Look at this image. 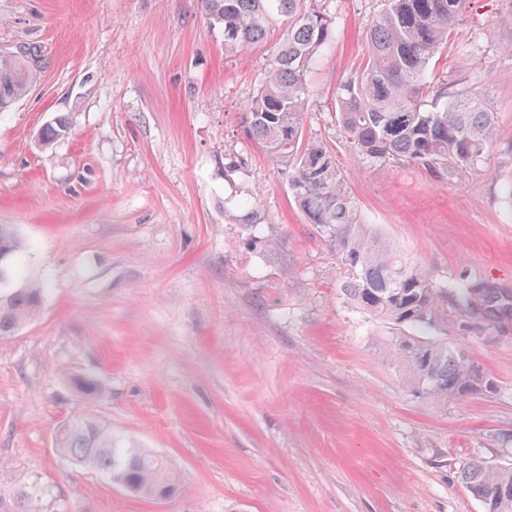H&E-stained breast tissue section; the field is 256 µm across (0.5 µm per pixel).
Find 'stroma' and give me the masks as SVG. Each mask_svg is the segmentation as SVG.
Instances as JSON below:
<instances>
[{"label": "stroma", "instance_id": "35a3bbf8", "mask_svg": "<svg viewBox=\"0 0 512 512\" xmlns=\"http://www.w3.org/2000/svg\"><path fill=\"white\" fill-rule=\"evenodd\" d=\"M383 7L329 0L304 134L363 223L437 281L512 289V0H470L436 71L496 114L483 160L447 174L356 159L330 119ZM279 37L225 52L200 0H0V52L47 57L0 114V224L50 283L41 318L0 341V489L38 482L43 512H483L460 470L512 466V317L468 334L448 321L494 392L416 393L395 330L342 295L325 232L247 139ZM59 116L68 132L42 148ZM244 199L260 224L243 222ZM74 375L104 392L80 398ZM80 413L165 457L178 495L135 499L58 457L53 432Z\"/></svg>", "mask_w": 512, "mask_h": 512}]
</instances>
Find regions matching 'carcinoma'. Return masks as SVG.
Returning <instances> with one entry per match:
<instances>
[{"instance_id": "carcinoma-1", "label": "carcinoma", "mask_w": 512, "mask_h": 512, "mask_svg": "<svg viewBox=\"0 0 512 512\" xmlns=\"http://www.w3.org/2000/svg\"><path fill=\"white\" fill-rule=\"evenodd\" d=\"M466 0H386L372 20L362 67L336 87L334 122L352 153L384 165L418 164L446 171L478 163L493 142L494 113L477 95L434 78L435 62L457 35ZM326 0H201L208 19L224 29V50L238 53L264 41L276 19L286 32L246 109V133L288 179L309 220L326 232L348 271L341 290L365 314L417 334L396 338L392 355L416 388L446 402L494 390L493 381L462 350L435 332L448 329V305L477 330L512 315V291L482 277H467L451 292L406 259L381 233L360 221L335 158L304 138L310 69L333 37ZM41 47L0 54V112L30 88L43 67ZM67 129L58 118L40 133L52 145ZM25 245L10 224H0V339L12 337L41 314L46 285L15 264ZM67 461L101 477L127 479L126 492L149 500L177 494L179 480L152 451L112 433L93 415L62 421L53 435ZM459 478L484 512H512V467L472 461ZM43 491L32 482L7 496L0 512H42Z\"/></svg>"}]
</instances>
